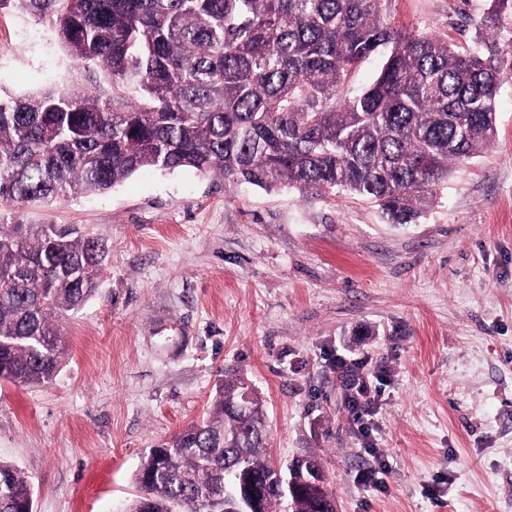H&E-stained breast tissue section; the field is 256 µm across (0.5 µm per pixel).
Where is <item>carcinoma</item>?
I'll return each instance as SVG.
<instances>
[{
    "mask_svg": "<svg viewBox=\"0 0 512 512\" xmlns=\"http://www.w3.org/2000/svg\"><path fill=\"white\" fill-rule=\"evenodd\" d=\"M47 23L112 94L89 85L0 95V380L44 386L59 371V322L96 290L108 247L76 226L24 224L4 212L104 192L142 169L192 168L271 191L356 193L411 223L450 164L482 153L497 129L508 75L495 48L459 51L395 29L378 0H0ZM382 54L371 83L356 65ZM226 379L213 412L148 449L129 512L231 510L237 473L262 487L261 512L283 509L267 462L268 429ZM302 492L291 512L321 498ZM34 491L0 461V512H33Z\"/></svg>",
    "mask_w": 512,
    "mask_h": 512,
    "instance_id": "obj_1",
    "label": "carcinoma"
}]
</instances>
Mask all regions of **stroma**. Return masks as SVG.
Instances as JSON below:
<instances>
[{
    "label": "stroma",
    "instance_id": "35a3bbf8",
    "mask_svg": "<svg viewBox=\"0 0 512 512\" xmlns=\"http://www.w3.org/2000/svg\"><path fill=\"white\" fill-rule=\"evenodd\" d=\"M380 0L384 20L470 51L492 26L512 71V9ZM88 74L31 16L0 10V92ZM26 224L107 240L95 294L60 324L47 386L0 381V460L34 512H126L147 448L206 417L225 377L255 389L270 462L315 458L336 512H512V79L497 134L419 216L370 200L146 171L22 206ZM376 403L354 420L337 360Z\"/></svg>",
    "mask_w": 512,
    "mask_h": 512
}]
</instances>
